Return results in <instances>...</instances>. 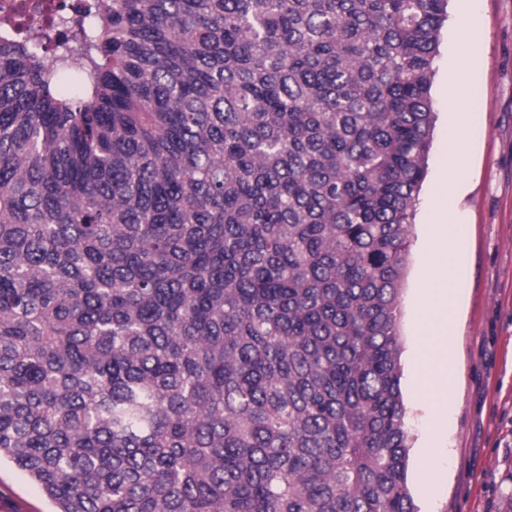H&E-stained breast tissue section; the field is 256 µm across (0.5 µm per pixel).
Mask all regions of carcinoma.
<instances>
[{
	"instance_id": "cac0c4a2",
	"label": "carcinoma",
	"mask_w": 512,
	"mask_h": 512,
	"mask_svg": "<svg viewBox=\"0 0 512 512\" xmlns=\"http://www.w3.org/2000/svg\"><path fill=\"white\" fill-rule=\"evenodd\" d=\"M448 0H85L0 34V459L56 512H416L399 298Z\"/></svg>"
}]
</instances>
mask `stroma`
Instances as JSON below:
<instances>
[{
  "label": "stroma",
  "mask_w": 512,
  "mask_h": 512,
  "mask_svg": "<svg viewBox=\"0 0 512 512\" xmlns=\"http://www.w3.org/2000/svg\"><path fill=\"white\" fill-rule=\"evenodd\" d=\"M476 64H461L463 54ZM436 120L411 228L400 296L401 391L408 431V488L418 512H503L512 499V0H449L434 60ZM469 90L468 181L457 201L446 187L448 103ZM451 202L465 243L454 260L461 293L454 339L458 381L437 441L426 442L419 365L426 337L417 326L419 286L436 203ZM430 452L437 473L425 476ZM46 494L14 463H0V512H53Z\"/></svg>",
  "instance_id": "obj_1"
}]
</instances>
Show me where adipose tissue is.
<instances>
[{"label":"adipose tissue","instance_id":"1","mask_svg":"<svg viewBox=\"0 0 512 512\" xmlns=\"http://www.w3.org/2000/svg\"><path fill=\"white\" fill-rule=\"evenodd\" d=\"M436 248L429 251V271L423 282L420 326L430 338L428 350L434 366L425 371L427 398L434 406L436 421L446 415V400L456 379V354L452 340L456 332L460 299L448 286V273L459 248L451 220L439 216L432 227Z\"/></svg>","mask_w":512,"mask_h":512}]
</instances>
